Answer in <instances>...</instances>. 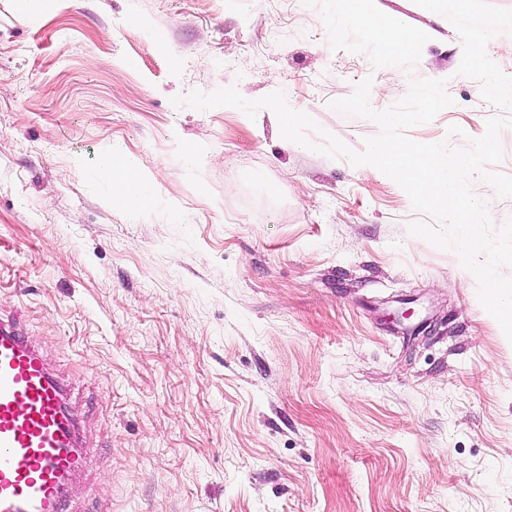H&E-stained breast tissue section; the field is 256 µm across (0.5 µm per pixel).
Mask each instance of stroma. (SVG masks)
<instances>
[{
	"label": "stroma",
	"mask_w": 512,
	"mask_h": 512,
	"mask_svg": "<svg viewBox=\"0 0 512 512\" xmlns=\"http://www.w3.org/2000/svg\"><path fill=\"white\" fill-rule=\"evenodd\" d=\"M388 56L335 0H0V314L74 386L103 512H512V341L392 179L283 144L270 110L178 108L283 92L355 151L332 110L371 79L452 106L410 138L465 146L497 108L460 37L414 0H369ZM138 23H131V16ZM463 136L449 135L450 126ZM120 145L154 180L112 200ZM276 182L277 197L262 184ZM412 308L431 333L389 323ZM367 1L336 0L337 22L340 25L354 24L362 27L368 37L380 43L389 55L410 50V36L395 23L384 22L370 13L366 7ZM100 168L103 175L112 181L123 178L128 180L126 192L112 194L113 201L119 202L131 211L141 210L145 206L151 184L135 159L127 156L115 145L112 147V155L103 158Z\"/></svg>",
	"instance_id": "1"
}]
</instances>
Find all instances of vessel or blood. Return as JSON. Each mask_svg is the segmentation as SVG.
Returning a JSON list of instances; mask_svg holds the SVG:
<instances>
[{"label":"vessel or blood","instance_id":"b4317fda","mask_svg":"<svg viewBox=\"0 0 512 512\" xmlns=\"http://www.w3.org/2000/svg\"><path fill=\"white\" fill-rule=\"evenodd\" d=\"M72 392L25 329L0 317V512H80L75 486L93 463Z\"/></svg>","mask_w":512,"mask_h":512}]
</instances>
